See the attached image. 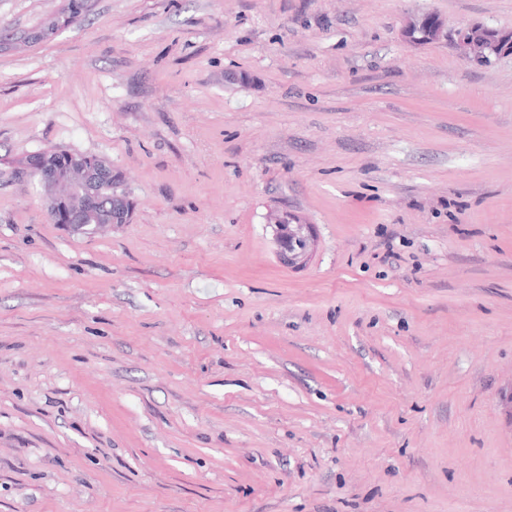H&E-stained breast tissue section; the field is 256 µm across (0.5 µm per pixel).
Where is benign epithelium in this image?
Segmentation results:
<instances>
[{
    "instance_id": "benign-epithelium-1",
    "label": "benign epithelium",
    "mask_w": 512,
    "mask_h": 512,
    "mask_svg": "<svg viewBox=\"0 0 512 512\" xmlns=\"http://www.w3.org/2000/svg\"><path fill=\"white\" fill-rule=\"evenodd\" d=\"M418 30L433 41L448 40L462 61L471 65L512 54L511 34L480 23L449 31L438 15L425 13L411 17L402 36L412 41ZM25 169L45 188L47 211L55 224L81 230L90 224H126L131 219L129 199L115 191L120 175L100 158L68 154L58 159L38 154L28 159ZM271 227L281 261L292 266L307 260L313 248L309 225L284 210Z\"/></svg>"
}]
</instances>
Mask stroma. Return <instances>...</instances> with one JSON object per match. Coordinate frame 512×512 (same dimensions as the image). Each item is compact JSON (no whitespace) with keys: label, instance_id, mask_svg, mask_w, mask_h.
Masks as SVG:
<instances>
[{"label":"stroma","instance_id":"35a3bbf8","mask_svg":"<svg viewBox=\"0 0 512 512\" xmlns=\"http://www.w3.org/2000/svg\"><path fill=\"white\" fill-rule=\"evenodd\" d=\"M66 4L0 0V512H512V55L401 35L512 0H91L13 48ZM45 151L130 222L52 223ZM301 223L299 218L283 210L271 224L278 256L289 266L305 262L313 248L310 227Z\"/></svg>","mask_w":512,"mask_h":512}]
</instances>
